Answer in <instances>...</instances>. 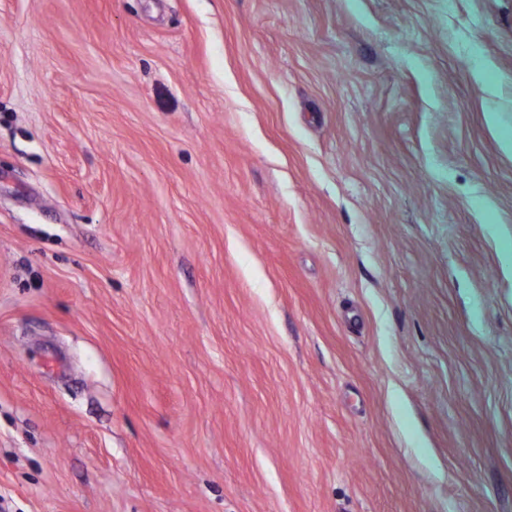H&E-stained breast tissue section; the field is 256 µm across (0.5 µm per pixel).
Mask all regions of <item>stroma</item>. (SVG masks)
<instances>
[{
	"mask_svg": "<svg viewBox=\"0 0 512 512\" xmlns=\"http://www.w3.org/2000/svg\"><path fill=\"white\" fill-rule=\"evenodd\" d=\"M512 0H0V512H512Z\"/></svg>",
	"mask_w": 512,
	"mask_h": 512,
	"instance_id": "obj_1",
	"label": "stroma"
}]
</instances>
